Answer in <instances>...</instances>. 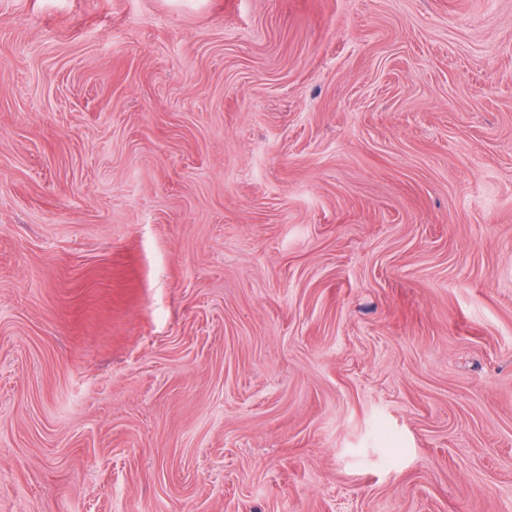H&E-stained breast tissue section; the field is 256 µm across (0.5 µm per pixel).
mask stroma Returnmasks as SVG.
I'll return each mask as SVG.
<instances>
[{"mask_svg":"<svg viewBox=\"0 0 512 512\" xmlns=\"http://www.w3.org/2000/svg\"><path fill=\"white\" fill-rule=\"evenodd\" d=\"M0 512H512V0H0Z\"/></svg>","mask_w":512,"mask_h":512,"instance_id":"obj_1","label":"stroma"}]
</instances>
